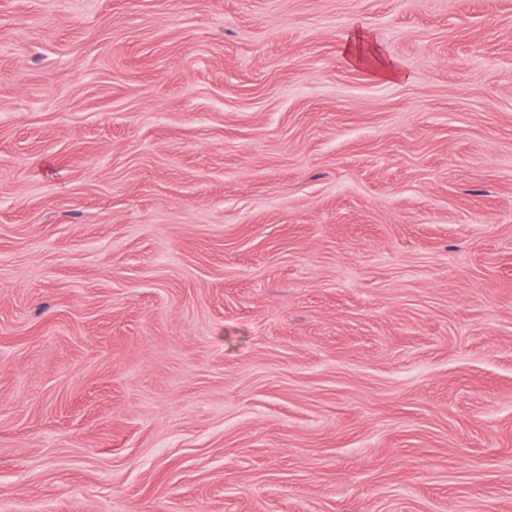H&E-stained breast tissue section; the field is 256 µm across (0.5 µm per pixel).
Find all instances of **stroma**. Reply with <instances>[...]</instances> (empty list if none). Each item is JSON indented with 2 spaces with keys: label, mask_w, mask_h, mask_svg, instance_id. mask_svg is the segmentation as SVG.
Masks as SVG:
<instances>
[{
  "label": "stroma",
  "mask_w": 512,
  "mask_h": 512,
  "mask_svg": "<svg viewBox=\"0 0 512 512\" xmlns=\"http://www.w3.org/2000/svg\"><path fill=\"white\" fill-rule=\"evenodd\" d=\"M0 512H512V0H0ZM374 44L371 35L361 31H355L350 36L345 37L343 44V56L353 63L361 62L365 59L363 50L365 46Z\"/></svg>",
  "instance_id": "stroma-1"
}]
</instances>
